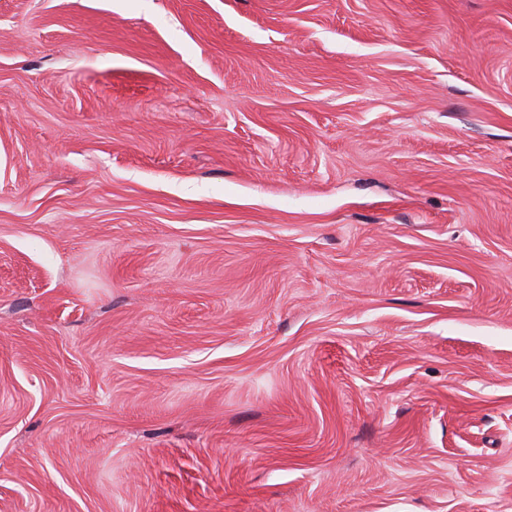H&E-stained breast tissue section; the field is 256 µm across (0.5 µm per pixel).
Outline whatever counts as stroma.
Returning <instances> with one entry per match:
<instances>
[{"label": "stroma", "instance_id": "1", "mask_svg": "<svg viewBox=\"0 0 512 512\" xmlns=\"http://www.w3.org/2000/svg\"><path fill=\"white\" fill-rule=\"evenodd\" d=\"M0 512H512V0H0Z\"/></svg>", "mask_w": 512, "mask_h": 512}]
</instances>
